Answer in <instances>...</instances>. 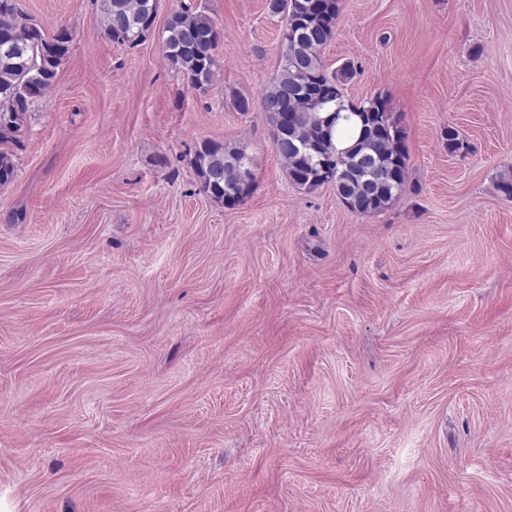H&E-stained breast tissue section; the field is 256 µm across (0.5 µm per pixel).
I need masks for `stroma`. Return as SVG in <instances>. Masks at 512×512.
I'll return each mask as SVG.
<instances>
[{
	"instance_id": "stroma-1",
	"label": "stroma",
	"mask_w": 512,
	"mask_h": 512,
	"mask_svg": "<svg viewBox=\"0 0 512 512\" xmlns=\"http://www.w3.org/2000/svg\"><path fill=\"white\" fill-rule=\"evenodd\" d=\"M17 3L73 40L0 186V512H512V0H340L323 62L408 150L374 215L233 105L277 70L269 0H160L132 47L97 0ZM185 3L204 91L163 60ZM205 141L254 157L244 204ZM217 35L213 19L187 4L173 12L164 25V60L193 89L206 90L213 81L219 67L213 53ZM243 165L254 166V160L244 147L205 141L195 151L191 164L202 190L217 202L235 194L239 186L238 170L228 161L237 158Z\"/></svg>"
}]
</instances>
